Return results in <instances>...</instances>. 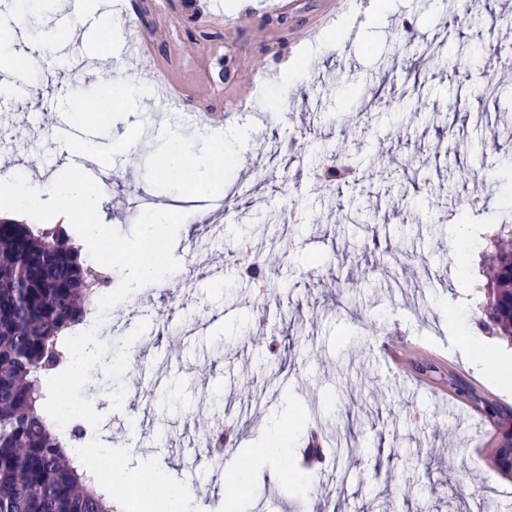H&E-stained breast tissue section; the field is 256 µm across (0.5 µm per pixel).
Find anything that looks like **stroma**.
Here are the masks:
<instances>
[{"label": "stroma", "instance_id": "35a3bbf8", "mask_svg": "<svg viewBox=\"0 0 512 512\" xmlns=\"http://www.w3.org/2000/svg\"><path fill=\"white\" fill-rule=\"evenodd\" d=\"M111 2L182 106L138 98L97 126L94 142L119 175L103 201V233L115 247L140 238L143 225L126 215L143 202L172 221L147 256L157 282L133 267L112 278L113 312L139 304L119 336L131 360L106 375L85 370L83 388L52 396L58 427L73 409L94 427L111 420L112 445L130 466L155 455L206 512H512V474L493 458L512 429V389L469 357L464 337L489 333L488 257L497 225L512 224V9L504 0H469L465 13L449 0H394L369 25V0H252L236 15L228 0H207L199 19L189 0ZM75 27L63 56L107 59L113 77L142 82L124 65L122 40L97 33L89 15ZM429 45L443 60L409 78L406 59ZM290 52L302 77L277 84L271 111H261L258 83ZM56 68L44 64L53 81L43 89L26 71L0 70V164L30 162L29 177L42 181L78 171L76 148L56 131L79 126ZM417 99L419 118L402 123L401 104ZM227 127L243 136V160L219 185L204 168L156 169L171 136L193 153ZM326 145L359 167L338 201L321 181ZM448 145L464 169L453 181ZM361 203L373 224L344 219L342 206ZM213 224L225 242L261 253L286 233L263 268L273 286L265 307L232 259L219 272L214 249L190 252ZM458 226L469 243L461 280L449 244ZM346 281L362 283L361 293L335 294ZM103 384L117 385L123 413L97 394ZM218 417L229 443L209 456L197 444ZM278 420L288 456L258 458L248 485L236 486L233 467ZM312 430L324 455L308 463ZM348 434L362 453L347 469L334 448ZM411 452L421 465L405 466Z\"/></svg>", "mask_w": 512, "mask_h": 512}]
</instances>
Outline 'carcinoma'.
<instances>
[{"label":"carcinoma","instance_id":"carcinoma-1","mask_svg":"<svg viewBox=\"0 0 512 512\" xmlns=\"http://www.w3.org/2000/svg\"><path fill=\"white\" fill-rule=\"evenodd\" d=\"M81 78L102 89L93 106L108 111L109 66L97 61ZM111 283L112 269L86 263L68 225L0 221V512H115L112 488L67 453L87 424L76 419L61 436L49 405L70 335ZM483 314L512 338V248L496 254ZM495 457L512 470L511 432Z\"/></svg>","mask_w":512,"mask_h":512}]
</instances>
